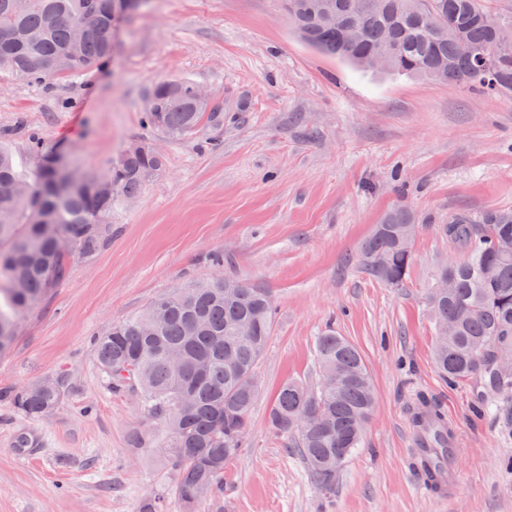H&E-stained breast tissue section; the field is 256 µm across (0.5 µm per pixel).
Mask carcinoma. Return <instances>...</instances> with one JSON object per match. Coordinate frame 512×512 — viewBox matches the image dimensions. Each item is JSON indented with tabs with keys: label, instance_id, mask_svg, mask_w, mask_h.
Returning <instances> with one entry per match:
<instances>
[{
	"label": "carcinoma",
	"instance_id": "carcinoma-1",
	"mask_svg": "<svg viewBox=\"0 0 512 512\" xmlns=\"http://www.w3.org/2000/svg\"><path fill=\"white\" fill-rule=\"evenodd\" d=\"M117 0H0V72L43 85L106 65L112 54ZM288 19L313 48L371 73L458 83L512 94V30L487 0H283ZM88 35L68 53L73 26ZM480 47L486 63L461 43ZM197 85L163 80L148 93L143 122L172 139L224 118L216 103H195ZM37 165L17 170L0 146V355L12 346L21 318L66 277L69 262L98 254L112 237V203L132 199L159 174L162 156L145 140L130 142L95 175L75 159L35 140ZM417 229L405 209L390 212L362 243L361 272L389 288L404 286L413 252L402 234ZM462 258L433 270L425 303L434 329L433 358L450 384L477 387L473 409L512 430V370L495 365L512 354V213L474 219L458 213L443 225ZM268 293L217 275L173 288L140 314L94 339L95 361L113 392L135 395L166 429L182 512L224 490V468L243 449L260 386L257 366L273 331ZM319 380H287L270 407V430L303 460L318 493L330 499L336 477L361 444L375 405L371 375L357 347L329 330L317 337ZM67 383L50 376L7 396L20 416L37 420L62 402ZM424 432L444 428L440 409L419 395L412 413Z\"/></svg>",
	"mask_w": 512,
	"mask_h": 512
}]
</instances>
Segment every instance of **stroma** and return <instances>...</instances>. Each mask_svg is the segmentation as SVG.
Wrapping results in <instances>:
<instances>
[{
  "label": "stroma",
  "mask_w": 512,
  "mask_h": 512,
  "mask_svg": "<svg viewBox=\"0 0 512 512\" xmlns=\"http://www.w3.org/2000/svg\"><path fill=\"white\" fill-rule=\"evenodd\" d=\"M165 78L233 97L238 109L222 126L168 138L142 123ZM33 134L91 175L143 138L163 167L138 197L116 202L111 239L72 262L0 356V390L58 373L71 384L38 420L0 401V512H139L157 493L180 512L163 428L135 396L108 390L93 339L167 289L211 278L217 250L224 276L270 292L275 326L244 447L201 512H512V434L476 416L470 386L435 367L424 300L433 265L457 257L442 232L449 215L512 211V96L361 73L304 43L280 0H149L121 25L107 69L45 88L0 73V144L25 173ZM397 208L419 231L395 289L355 256ZM329 328L360 350L376 407L327 504L268 411L285 380L316 381L315 340ZM421 392L453 426L449 501L427 495L414 466L409 408ZM21 429L34 448H16ZM136 429L151 445L135 454Z\"/></svg>",
  "instance_id": "obj_1"
}]
</instances>
